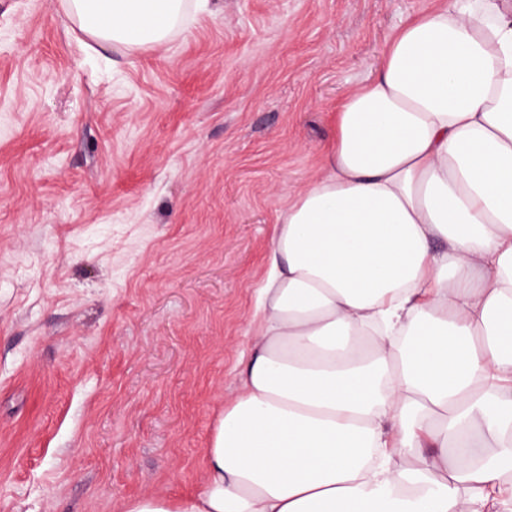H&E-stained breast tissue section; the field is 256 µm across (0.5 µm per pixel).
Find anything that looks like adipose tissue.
Instances as JSON below:
<instances>
[{"label":"adipose tissue","instance_id":"ef3b65f1","mask_svg":"<svg viewBox=\"0 0 512 512\" xmlns=\"http://www.w3.org/2000/svg\"><path fill=\"white\" fill-rule=\"evenodd\" d=\"M162 45L185 0H64ZM206 481L121 512H512V0H443L281 210Z\"/></svg>","mask_w":512,"mask_h":512}]
</instances>
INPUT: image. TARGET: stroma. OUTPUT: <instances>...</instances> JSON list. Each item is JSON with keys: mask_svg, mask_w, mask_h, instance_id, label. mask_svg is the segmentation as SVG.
<instances>
[{"mask_svg": "<svg viewBox=\"0 0 512 512\" xmlns=\"http://www.w3.org/2000/svg\"><path fill=\"white\" fill-rule=\"evenodd\" d=\"M436 2H192L136 49L0 0V512L202 490L278 212Z\"/></svg>", "mask_w": 512, "mask_h": 512, "instance_id": "stroma-1", "label": "stroma"}]
</instances>
